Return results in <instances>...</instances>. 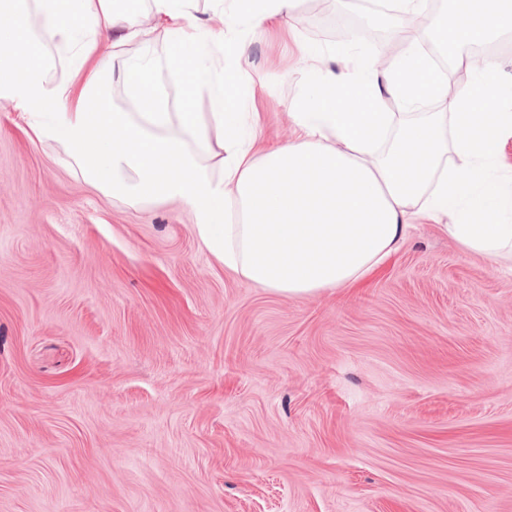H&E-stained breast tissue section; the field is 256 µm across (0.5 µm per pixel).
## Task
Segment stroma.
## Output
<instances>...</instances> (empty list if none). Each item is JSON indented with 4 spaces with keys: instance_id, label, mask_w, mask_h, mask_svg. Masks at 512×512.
I'll list each match as a JSON object with an SVG mask.
<instances>
[{
    "instance_id": "35a3bbf8",
    "label": "stroma",
    "mask_w": 512,
    "mask_h": 512,
    "mask_svg": "<svg viewBox=\"0 0 512 512\" xmlns=\"http://www.w3.org/2000/svg\"><path fill=\"white\" fill-rule=\"evenodd\" d=\"M298 8L249 51L292 138ZM177 201L132 208L0 97V512H512V260L428 220L353 288L284 297Z\"/></svg>"
}]
</instances>
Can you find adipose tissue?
<instances>
[{
    "label": "adipose tissue",
    "mask_w": 512,
    "mask_h": 512,
    "mask_svg": "<svg viewBox=\"0 0 512 512\" xmlns=\"http://www.w3.org/2000/svg\"><path fill=\"white\" fill-rule=\"evenodd\" d=\"M299 2L248 0L244 21L212 30L195 0H142L139 10L119 0H0V95L89 184L133 207L182 201L217 260L285 297L363 281L417 219L468 253L512 252V172L497 164L512 139V74L496 56L476 68L461 52L454 65L473 88L449 93L426 50L428 0H396L391 17L414 24V39L387 65L342 48L337 71L321 50L309 52L289 114L293 138L258 150L246 100L228 104L227 91L246 84L251 43L295 18ZM451 4L458 42L512 32V0ZM160 24L171 51L164 65L149 50ZM52 48L63 73L45 61ZM183 61L207 111L170 109L162 69ZM116 87L134 111L113 103ZM425 95L438 111L411 116ZM393 100L401 112L388 111Z\"/></svg>",
    "instance_id": "1"
}]
</instances>
